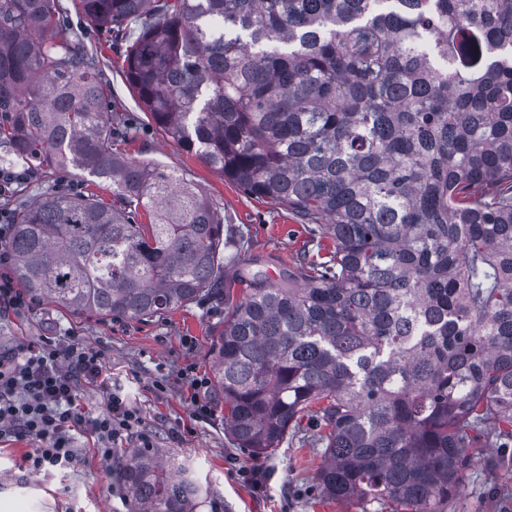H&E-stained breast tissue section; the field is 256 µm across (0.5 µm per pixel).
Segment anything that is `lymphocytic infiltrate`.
Instances as JSON below:
<instances>
[{"label": "lymphocytic infiltrate", "instance_id": "obj_1", "mask_svg": "<svg viewBox=\"0 0 512 512\" xmlns=\"http://www.w3.org/2000/svg\"><path fill=\"white\" fill-rule=\"evenodd\" d=\"M12 231L10 216L0 211V313L18 312L28 305L25 293L15 288L7 273ZM103 374L99 354L74 338H46L0 351V440L32 436L41 441V448L27 457L33 473L74 466L70 433L76 428L95 439L98 454L111 457L113 441L137 431L142 417L115 393L109 394L104 412L85 416L78 403L81 386Z\"/></svg>", "mask_w": 512, "mask_h": 512}]
</instances>
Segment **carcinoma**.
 Returning a JSON list of instances; mask_svg holds the SVG:
<instances>
[{"label": "carcinoma", "mask_w": 512, "mask_h": 512, "mask_svg": "<svg viewBox=\"0 0 512 512\" xmlns=\"http://www.w3.org/2000/svg\"><path fill=\"white\" fill-rule=\"evenodd\" d=\"M78 5L125 37L155 127L332 249L286 284L228 276L222 211L115 149L128 123L58 0H0L7 159L80 167L112 192L25 206L14 281L136 321L224 284L211 355L233 444L272 456L312 417L328 499L447 512L468 449L512 441V0ZM117 475L135 512H196L207 494L159 448L122 455Z\"/></svg>", "instance_id": "obj_1"}]
</instances>
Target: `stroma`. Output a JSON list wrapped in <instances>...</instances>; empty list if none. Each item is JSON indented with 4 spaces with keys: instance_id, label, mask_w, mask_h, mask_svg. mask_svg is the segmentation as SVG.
Here are the masks:
<instances>
[{
    "instance_id": "obj_1",
    "label": "stroma",
    "mask_w": 512,
    "mask_h": 512,
    "mask_svg": "<svg viewBox=\"0 0 512 512\" xmlns=\"http://www.w3.org/2000/svg\"><path fill=\"white\" fill-rule=\"evenodd\" d=\"M60 5L69 33L82 38L95 60L107 106L125 113L133 128L121 153L180 170L192 179L224 213L229 250L238 256L236 268L280 283L303 257L318 255L319 242L308 225L282 206L250 197L225 182L156 129L123 76L124 42L88 21L77 0H60ZM16 172L17 180L0 193V210L11 214L44 192H60L71 183L84 188L87 178L77 168L46 173L20 165ZM223 325L224 302L218 298L206 297L143 322L77 315L34 301L21 313L0 316V347L27 345L45 336H73L97 351L111 386L84 383L83 410L97 415L104 411L109 391L124 394L141 414V432L121 437L114 449L140 447L145 434L153 447L190 464L207 490L197 512H356L316 491L322 457L313 419H304L299 432L273 458L262 459L231 442L224 428V396L216 386H208L202 395L210 414L194 417L185 372L192 367L199 376L212 378L210 342ZM38 446L32 437L0 443V512H132L115 475V460L98 456L85 434L74 433L78 463L65 472L29 473L24 457ZM497 454L494 448L476 451L461 487L448 502V512H512V461H500ZM256 468L266 474L260 489L248 479Z\"/></svg>"
}]
</instances>
